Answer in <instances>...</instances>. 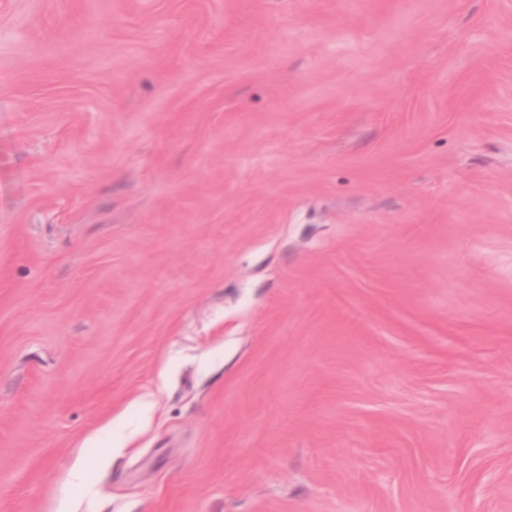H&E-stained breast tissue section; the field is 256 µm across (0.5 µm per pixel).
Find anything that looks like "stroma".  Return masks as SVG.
I'll list each match as a JSON object with an SVG mask.
<instances>
[{
  "instance_id": "35a3bbf8",
  "label": "stroma",
  "mask_w": 512,
  "mask_h": 512,
  "mask_svg": "<svg viewBox=\"0 0 512 512\" xmlns=\"http://www.w3.org/2000/svg\"><path fill=\"white\" fill-rule=\"evenodd\" d=\"M0 512H512V0H0Z\"/></svg>"
}]
</instances>
